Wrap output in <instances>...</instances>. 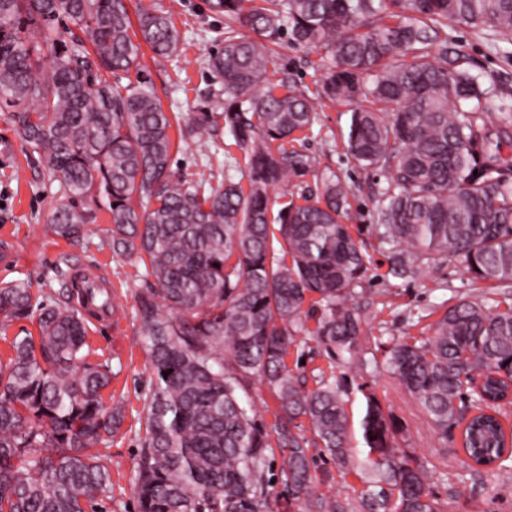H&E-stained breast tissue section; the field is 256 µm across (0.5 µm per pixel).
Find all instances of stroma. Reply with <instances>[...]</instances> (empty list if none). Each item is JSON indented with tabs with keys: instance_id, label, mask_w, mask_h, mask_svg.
Segmentation results:
<instances>
[{
	"instance_id": "obj_1",
	"label": "stroma",
	"mask_w": 512,
	"mask_h": 512,
	"mask_svg": "<svg viewBox=\"0 0 512 512\" xmlns=\"http://www.w3.org/2000/svg\"><path fill=\"white\" fill-rule=\"evenodd\" d=\"M131 6L151 5L167 14L180 38L179 51L170 58L144 55L143 63L165 111L188 123L202 111L211 110L221 87L208 68L217 50L224 18L211 12L205 0H130ZM449 43L468 47L472 73H495L512 79V41L501 40L491 29L449 24ZM320 55L314 50L278 47L269 67L271 79H287L298 88L315 93ZM317 121L303 144L305 152L318 155L319 168L339 174L352 189L350 203L354 224L368 244L372 257L361 299V317L370 341L418 335V317L439 309L443 303L476 298L467 275L456 264L434 268L425 281H386L387 255L378 249L372 234V213L382 176L363 170L343 148L349 113L328 101L316 106ZM174 172L189 178L203 176L212 184L223 183V154L211 142L185 139L172 154ZM64 200L59 182L51 179L36 154L27 152L14 133L7 113L0 112V242L12 252L0 253V282L20 280L45 303H63L65 290L76 271L106 277L112 287V315L90 321L88 343L94 360H108L112 384L108 402L120 404L124 419L119 429L98 451L108 461L112 475V500L105 512H137L133 494L136 463L145 435V397L149 390V355L135 320L136 296L144 288V267L124 254L113 252L106 212L87 234L66 241L48 234L46 218ZM289 366L312 376L316 369L333 368L345 384L348 410L361 416L365 393L372 392L401 421L405 449L427 463L434 473L432 489L448 505V512H512V464L493 471L478 469L461 473L463 457L458 432H435L417 403L397 379L374 367L363 369L329 365L326 357L313 355L308 346L290 348Z\"/></svg>"
}]
</instances>
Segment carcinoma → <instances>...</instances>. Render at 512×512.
Wrapping results in <instances>:
<instances>
[{"mask_svg":"<svg viewBox=\"0 0 512 512\" xmlns=\"http://www.w3.org/2000/svg\"><path fill=\"white\" fill-rule=\"evenodd\" d=\"M224 16L209 66L224 101L181 136L243 154L248 187L212 185L171 168L172 116L142 72L143 48L168 58L172 20L126 0H0V112L39 155L70 202L47 228L84 235L110 215L112 250L144 266L139 333L154 382L133 482L138 512H270L269 459L307 512H446L431 472L401 446L403 425L364 394V445L335 374L314 386L288 368V348L314 341L327 358L369 365L359 306L366 242L352 234L351 188L335 174L303 177L316 155L288 150L316 123L314 99L269 78L283 40L321 52L317 94L351 107L344 146L381 174L372 231L388 254L385 280L418 282L457 263L495 296L444 308L420 336L392 338L384 367L446 433L465 424L471 456L512 461L489 401L512 390V120H494L508 79L483 86L448 23L512 40V0H209ZM82 36L65 38L69 25ZM281 189L280 202L272 196ZM80 306L34 303L22 281L0 284V323L38 313L39 335L15 338L0 361V512H88L112 499L97 446L123 419L104 403L112 371L88 360L89 317L109 292L83 279ZM277 402L267 426L255 380ZM309 427L313 440L301 431ZM343 474L357 469V503L314 493L311 448Z\"/></svg>","mask_w":512,"mask_h":512,"instance_id":"cac0c4a2","label":"carcinoma"}]
</instances>
